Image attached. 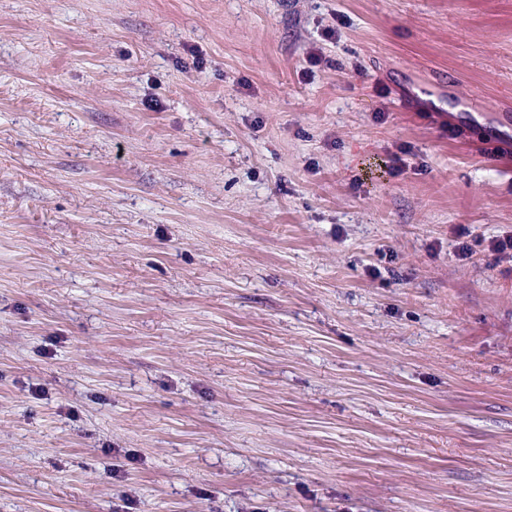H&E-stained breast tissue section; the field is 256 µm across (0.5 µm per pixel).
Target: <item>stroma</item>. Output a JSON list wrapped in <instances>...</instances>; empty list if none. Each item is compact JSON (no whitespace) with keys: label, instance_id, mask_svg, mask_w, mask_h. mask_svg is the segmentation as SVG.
<instances>
[{"label":"stroma","instance_id":"obj_1","mask_svg":"<svg viewBox=\"0 0 512 512\" xmlns=\"http://www.w3.org/2000/svg\"><path fill=\"white\" fill-rule=\"evenodd\" d=\"M450 75L512 113V0H0V512H512Z\"/></svg>","mask_w":512,"mask_h":512}]
</instances>
